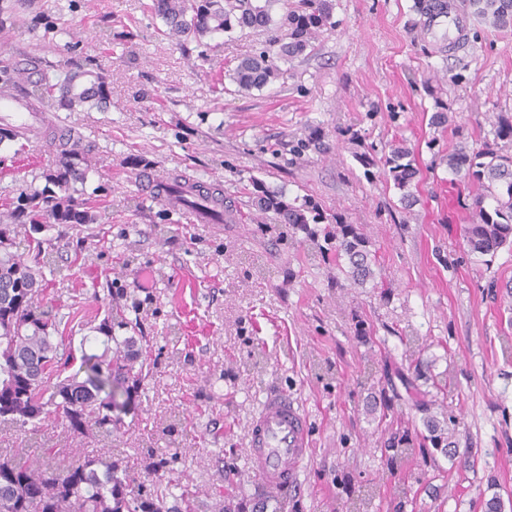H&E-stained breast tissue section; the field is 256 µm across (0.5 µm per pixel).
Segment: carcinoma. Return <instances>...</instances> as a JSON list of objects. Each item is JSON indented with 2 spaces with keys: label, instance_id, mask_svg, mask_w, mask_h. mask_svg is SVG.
<instances>
[{
  "label": "carcinoma",
  "instance_id": "cac0c4a2",
  "mask_svg": "<svg viewBox=\"0 0 512 512\" xmlns=\"http://www.w3.org/2000/svg\"><path fill=\"white\" fill-rule=\"evenodd\" d=\"M271 2L151 0L149 8L163 19L165 36L200 39L235 27L242 31L268 28L272 22ZM464 6L480 24L512 29V0H464ZM332 12V0H298L282 16L283 34L271 39L272 49L239 60L230 79L242 91L259 90L277 80L282 75L278 60L304 54L313 47L319 33L336 27ZM27 81L24 70L5 66L0 69V94L19 90ZM31 86L25 94L27 100L40 105L51 100L69 112L87 103L99 106L109 94L102 74L81 67L65 71L63 78L56 80L44 72ZM49 135L55 159L43 171V178L62 195H46L35 188L23 190L8 210L9 220L31 228L98 223L100 203L75 188L88 171L78 163L85 164L87 159L74 147L71 132L55 129ZM446 163L452 175L477 191L473 201L477 220L464 229L470 252L494 256L512 241V155L495 150L489 143L477 151L457 145L448 151ZM384 166L394 186L403 191L401 201H412L408 188L420 173L414 152L395 143L385 156ZM164 188L184 202L201 195L215 208L223 202L216 193L203 192L199 184L182 178L173 179ZM254 190L258 211L272 212L280 223L305 232L312 241H322L318 245L321 257L333 258L336 269L351 285L385 287L375 274L380 264L378 251L370 250V242L358 225L325 213L309 199L290 202L285 194L260 183L254 184ZM15 245L9 230L0 228V423L36 431L52 415L77 436L83 437L93 428L112 431L116 423L112 413L125 405L119 397L131 395L149 374L136 348V338L113 335L114 317L105 315L97 327L104 337V351L87 352L88 337H83L77 371L60 378L73 356L58 357L64 339L61 321L49 310H38L34 302L39 287L37 267L48 263L46 253L36 239L32 261L28 262L12 251ZM111 343L115 345L112 356ZM55 377L58 382H51ZM427 429L433 447L452 453V443L438 420H430ZM166 464L164 459L146 463L143 480L138 482L120 453L105 459L91 455L78 463L40 472L0 455V512H171L166 508V495L150 484L151 476Z\"/></svg>",
  "mask_w": 512,
  "mask_h": 512
}]
</instances>
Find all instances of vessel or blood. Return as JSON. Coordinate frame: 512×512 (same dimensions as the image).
<instances>
[{"label": "vessel or blood", "mask_w": 512, "mask_h": 512, "mask_svg": "<svg viewBox=\"0 0 512 512\" xmlns=\"http://www.w3.org/2000/svg\"><path fill=\"white\" fill-rule=\"evenodd\" d=\"M430 25L440 26L449 41L464 43L468 29L466 17L457 10L436 9L427 15ZM0 114L20 128L44 121L40 112L27 111L17 97H0ZM250 462L263 487L284 491L299 483L301 467L310 454L307 417L288 392L268 389L249 431Z\"/></svg>", "instance_id": "b4317fda"}]
</instances>
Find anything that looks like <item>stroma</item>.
Segmentation results:
<instances>
[{
  "instance_id": "stroma-1",
  "label": "stroma",
  "mask_w": 512,
  "mask_h": 512,
  "mask_svg": "<svg viewBox=\"0 0 512 512\" xmlns=\"http://www.w3.org/2000/svg\"><path fill=\"white\" fill-rule=\"evenodd\" d=\"M149 2L0 0V63L87 62L110 88L103 108L48 114L74 129L91 164L83 189L110 218L42 233L55 267L38 272L37 303L65 324L64 354L85 336L101 351L95 329L120 310L149 367L112 433L2 424L0 452L35 468L56 465V448L71 462L120 452L137 472L151 449L168 460L158 483L179 480L195 512H487L495 496L512 512V246L469 253L472 195L442 159L512 117V30L469 25L457 51L426 32L418 0H333L335 28L246 92L228 72L271 31L175 41ZM395 140L421 169L410 207L383 165ZM133 157L164 180L219 185L237 220L186 223L135 182ZM52 159L44 136L0 144V227ZM256 181L359 225L385 289L343 284L303 232L258 214ZM271 387L300 402L312 442L299 485L275 495L248 448ZM429 416L455 456L424 443ZM404 434L414 450L390 466L386 446Z\"/></svg>"
}]
</instances>
